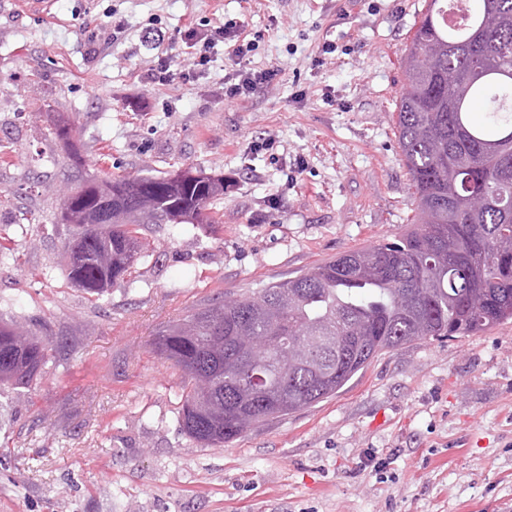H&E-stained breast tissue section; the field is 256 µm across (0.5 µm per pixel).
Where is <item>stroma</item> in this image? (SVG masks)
Returning <instances> with one entry per match:
<instances>
[{"label":"stroma","mask_w":512,"mask_h":512,"mask_svg":"<svg viewBox=\"0 0 512 512\" xmlns=\"http://www.w3.org/2000/svg\"><path fill=\"white\" fill-rule=\"evenodd\" d=\"M425 2L52 0L36 16L0 0V317L60 350L30 387L0 388V512H512V321L378 355L336 395L221 448L183 432L182 375L150 348L201 304L413 224L395 112ZM227 21L246 23L253 68L280 71L235 102L223 54L183 76L187 30ZM94 37L107 44L91 57ZM159 49L175 78L149 89ZM182 168L234 178L222 223L145 225L121 286L70 284L64 191Z\"/></svg>","instance_id":"obj_1"}]
</instances>
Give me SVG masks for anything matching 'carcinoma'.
I'll return each instance as SVG.
<instances>
[{"instance_id":"carcinoma-1","label":"carcinoma","mask_w":512,"mask_h":512,"mask_svg":"<svg viewBox=\"0 0 512 512\" xmlns=\"http://www.w3.org/2000/svg\"><path fill=\"white\" fill-rule=\"evenodd\" d=\"M448 2L428 0L403 62L397 128L416 224L157 330L152 351L183 373L179 419L197 443L222 447L265 418L311 407L399 346L512 320V0H478L457 27ZM70 194L67 278L100 297L124 281L142 225L193 224L199 209L200 223H216L224 177L86 178ZM124 213L130 223H108ZM239 336L286 338L304 356L278 371V388L249 392ZM56 351L1 320L0 386L29 387Z\"/></svg>"}]
</instances>
